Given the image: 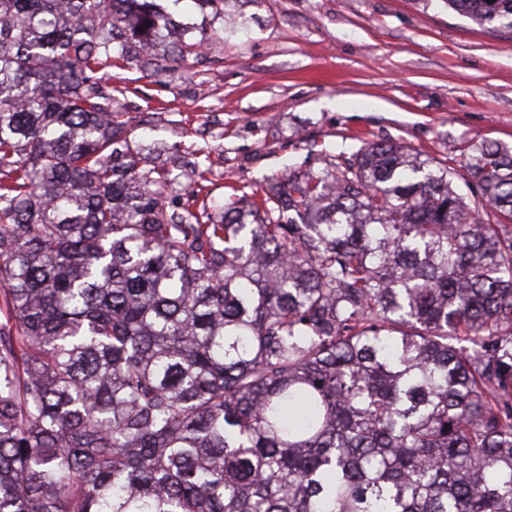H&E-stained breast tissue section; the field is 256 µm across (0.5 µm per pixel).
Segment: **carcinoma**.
Here are the masks:
<instances>
[{"label": "carcinoma", "instance_id": "carcinoma-1", "mask_svg": "<svg viewBox=\"0 0 512 512\" xmlns=\"http://www.w3.org/2000/svg\"><path fill=\"white\" fill-rule=\"evenodd\" d=\"M207 41L0 0V512H512V148L170 210L100 72Z\"/></svg>", "mask_w": 512, "mask_h": 512}]
</instances>
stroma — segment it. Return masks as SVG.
<instances>
[{"instance_id":"obj_1","label":"stroma","mask_w":512,"mask_h":512,"mask_svg":"<svg viewBox=\"0 0 512 512\" xmlns=\"http://www.w3.org/2000/svg\"><path fill=\"white\" fill-rule=\"evenodd\" d=\"M180 20L229 25L185 65L106 70L140 130L139 163L175 168V208L252 194L318 171L326 153L394 142L461 168L472 143L512 146V30L435 0H224L217 20L182 0Z\"/></svg>"}]
</instances>
